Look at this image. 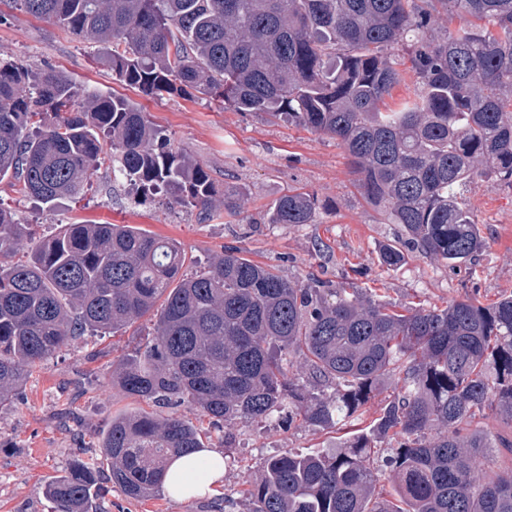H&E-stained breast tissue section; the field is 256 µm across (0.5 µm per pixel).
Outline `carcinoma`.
I'll use <instances>...</instances> for the list:
<instances>
[{
    "label": "carcinoma",
    "instance_id": "cac0c4a2",
    "mask_svg": "<svg viewBox=\"0 0 512 512\" xmlns=\"http://www.w3.org/2000/svg\"><path fill=\"white\" fill-rule=\"evenodd\" d=\"M99 46L112 78L151 97L221 99L336 140L384 223L391 270L421 257L466 267L487 239L457 188H512V0H12ZM454 30L433 34L441 17ZM410 75L417 90L393 105ZM210 221L243 206L128 98L0 60V182L52 208L102 167ZM290 190L268 224H312ZM24 251L26 261H13ZM180 244L129 224H64L34 239L0 206V409L36 365L92 331L115 335L155 309L151 338L112 362V382L156 406L189 405L234 428L288 411L329 428L378 416L336 447L267 457L246 512H512V293L397 306L372 288H306L225 250L179 275ZM493 415L505 437L483 424ZM204 447L172 413L112 416L100 437L109 481L160 495L168 464ZM387 451L391 490L377 460ZM97 466L76 461L46 489L51 512H89Z\"/></svg>",
    "mask_w": 512,
    "mask_h": 512
}]
</instances>
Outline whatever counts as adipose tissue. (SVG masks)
Listing matches in <instances>:
<instances>
[{
  "instance_id": "adipose-tissue-1",
  "label": "adipose tissue",
  "mask_w": 512,
  "mask_h": 512,
  "mask_svg": "<svg viewBox=\"0 0 512 512\" xmlns=\"http://www.w3.org/2000/svg\"><path fill=\"white\" fill-rule=\"evenodd\" d=\"M225 468L224 456L217 451L179 458L169 466L164 486L174 501L184 503L216 492L224 484Z\"/></svg>"
}]
</instances>
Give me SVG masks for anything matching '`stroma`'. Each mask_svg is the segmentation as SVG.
<instances>
[{
	"label": "stroma",
	"instance_id": "1",
	"mask_svg": "<svg viewBox=\"0 0 512 512\" xmlns=\"http://www.w3.org/2000/svg\"><path fill=\"white\" fill-rule=\"evenodd\" d=\"M96 47L63 29L35 19L0 0V57L15 58L33 70H59L101 91H113L139 103L153 124L174 145L206 166L223 186L244 193L241 213L200 222L196 210L167 205L159 196L134 201L130 188L98 172L94 191L83 199L43 209L0 183V204L10 209L33 237L63 224H129L178 240L186 254L185 271L200 269L224 247L275 267L292 281L308 274L334 283H357L376 289L396 303L443 306L468 295L490 303L512 292V189L493 180L460 189L488 240L472 265L451 269L413 258L390 270L378 260L381 244L400 234L396 224H382L375 210L352 185L353 176L335 140L311 133L262 112H238L208 95L190 99L150 98L113 80L95 63ZM317 197L312 224H267L269 207L291 188ZM328 252H321V245ZM157 319L149 314L116 336H84L34 369L15 403L0 410V512H50L48 482L72 459L108 465L99 449V434L113 415L144 409L111 380L114 358L132 352ZM176 412L203 434L205 447L224 451V485L214 494L174 503L168 495L146 500L125 497L100 482L91 512H243L246 480L273 454L288 449L319 452L335 447L345 425L304 427L287 413L235 429V446H224V433L202 412L183 405Z\"/></svg>",
	"mask_w": 512,
	"mask_h": 512
}]
</instances>
